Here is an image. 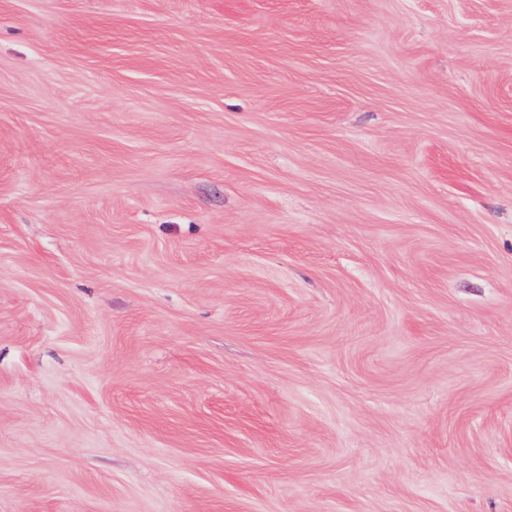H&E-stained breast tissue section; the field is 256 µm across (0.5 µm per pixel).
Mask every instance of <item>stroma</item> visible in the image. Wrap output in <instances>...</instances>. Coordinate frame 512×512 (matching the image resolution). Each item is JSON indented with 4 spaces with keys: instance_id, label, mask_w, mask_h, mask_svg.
<instances>
[{
    "instance_id": "1",
    "label": "stroma",
    "mask_w": 512,
    "mask_h": 512,
    "mask_svg": "<svg viewBox=\"0 0 512 512\" xmlns=\"http://www.w3.org/2000/svg\"><path fill=\"white\" fill-rule=\"evenodd\" d=\"M0 512H512V0H0Z\"/></svg>"
}]
</instances>
